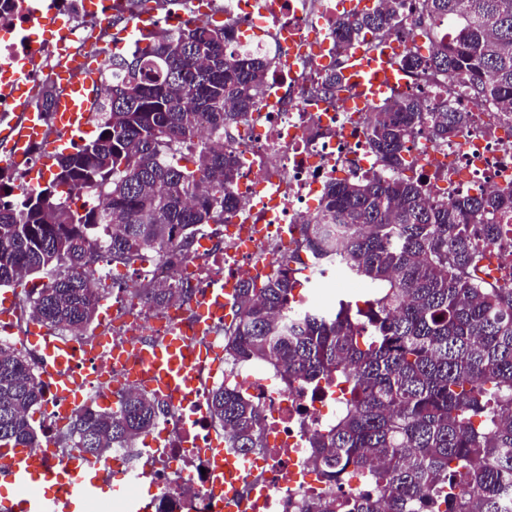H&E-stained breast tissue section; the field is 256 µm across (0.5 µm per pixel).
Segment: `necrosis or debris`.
<instances>
[{
  "instance_id": "4bbe7bcc",
  "label": "necrosis or debris",
  "mask_w": 512,
  "mask_h": 512,
  "mask_svg": "<svg viewBox=\"0 0 512 512\" xmlns=\"http://www.w3.org/2000/svg\"><path fill=\"white\" fill-rule=\"evenodd\" d=\"M349 0H206L202 22L234 29L228 53L273 54L275 69L254 112L224 139L237 155L238 210L225 219L221 237L202 235L192 258L170 269L155 253L139 261L140 282L174 278L192 288L194 303L224 290V305L213 312L206 332L191 351L206 359L194 369L184 393L162 396L165 413L141 448L112 451L114 469L132 467L138 485H149V512H225L224 489L215 482L214 452L228 449V435L208 413L210 391L221 384L244 389L262 414L260 448L245 454L249 469L235 496L243 512H300L306 497L336 494L308 446L310 434L335 423L342 409L339 389L310 392L280 369L262 363L232 364L224 352L225 326L235 319L242 282L262 287L288 255L299 257L304 282L319 285L340 277L337 269L315 264L302 248V229L318 212L329 182L385 175L367 145L374 103L364 102L362 85L345 76L336 96L315 88L337 70L342 51L331 34ZM418 0H404L401 31L384 39L377 52L390 71L416 47L413 18ZM114 0H12L0 13V112L17 111L14 90L28 98L56 85L61 61L90 60L112 27ZM450 105L472 114L471 124L454 139L435 141L421 128L407 144L408 173L424 184L430 201L512 189V109L475 100L459 90ZM501 239L490 246L477 275L497 287L512 286V220L504 219ZM193 310L179 305L141 304L137 311L107 309L96 332L69 336L47 330V337L91 354L102 369L88 404L108 399L122 381L138 348L180 335L192 326Z\"/></svg>"
}]
</instances>
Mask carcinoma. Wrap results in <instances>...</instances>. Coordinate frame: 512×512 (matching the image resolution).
I'll list each match as a JSON object with an SVG mask.
<instances>
[{
    "instance_id": "cac0c4a2",
    "label": "carcinoma",
    "mask_w": 512,
    "mask_h": 512,
    "mask_svg": "<svg viewBox=\"0 0 512 512\" xmlns=\"http://www.w3.org/2000/svg\"><path fill=\"white\" fill-rule=\"evenodd\" d=\"M402 8L377 0L337 17L332 35L345 49L369 36L374 49L398 30ZM416 23L435 45L407 51L405 73L512 104V0H421ZM233 37L191 18L139 34L112 55L95 135L57 156L46 186L17 185L0 170V287L49 279L31 292L38 322L87 335L106 292L91 285L100 261L132 265L153 252L178 267L202 232L236 211L239 162L224 152V131L254 110L273 60L227 54ZM469 120L446 98L427 109L394 95L378 106L367 143L399 171L417 127L446 142ZM83 191L98 204L77 203ZM511 212L512 190L431 204L403 176L334 181L303 244L317 264L345 265L363 293L338 298L331 316L293 320L292 269L262 288L242 283L226 355L314 389L345 386L336 424L309 447L328 482L357 471L365 490L309 497L301 512H512V288L472 275L503 234L496 217ZM132 294L157 307L189 299L173 280ZM44 396L33 362L0 341V447L42 446L32 413ZM116 397L109 409L81 407L59 440L94 457L137 448L163 406L143 392ZM208 401L230 447L261 446V414L246 392L220 386Z\"/></svg>"
}]
</instances>
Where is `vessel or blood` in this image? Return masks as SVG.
Listing matches in <instances>:
<instances>
[{
    "mask_svg": "<svg viewBox=\"0 0 512 512\" xmlns=\"http://www.w3.org/2000/svg\"><path fill=\"white\" fill-rule=\"evenodd\" d=\"M68 93L57 106L56 120L61 124L84 122L98 97V71L87 68L77 77L63 76ZM44 128L41 113L27 110L9 128L0 129V165L19 163L26 146L41 139ZM41 354L45 369L57 392L70 394L73 380H94L96 365L78 358L69 346L47 341ZM142 362L154 387L160 393L180 392L190 382L191 365L180 338L172 337L152 344L143 351ZM108 461L78 456L67 465L54 468L25 448L0 449V482L11 485L13 496L0 499V512H85L91 503H101L110 483Z\"/></svg>",
    "mask_w": 512,
    "mask_h": 512,
    "instance_id": "b4317fda",
    "label": "vessel or blood"
}]
</instances>
